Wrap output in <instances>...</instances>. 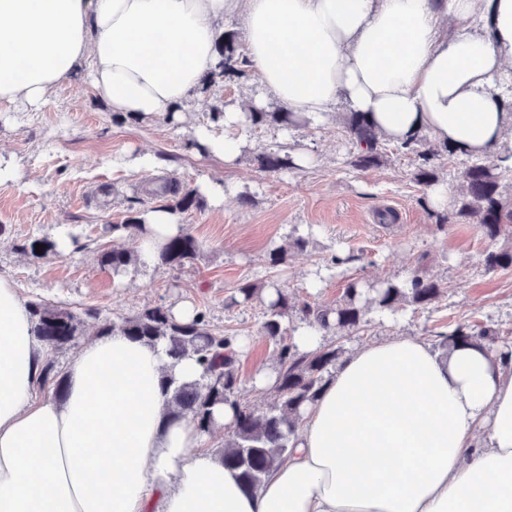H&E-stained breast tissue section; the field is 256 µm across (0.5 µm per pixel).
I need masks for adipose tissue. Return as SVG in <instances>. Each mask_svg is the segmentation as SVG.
<instances>
[{
	"label": "adipose tissue",
	"mask_w": 512,
	"mask_h": 512,
	"mask_svg": "<svg viewBox=\"0 0 512 512\" xmlns=\"http://www.w3.org/2000/svg\"><path fill=\"white\" fill-rule=\"evenodd\" d=\"M244 20L260 86L323 121L337 104L390 139L419 131L512 154L496 79L512 61V0H0V112H37L86 68L112 112L176 111ZM140 261L177 224L147 213ZM45 346L0 276V512H512V367L410 336L357 348L302 415L295 448L244 491L170 412L162 347L122 333L83 347L63 398H36Z\"/></svg>",
	"instance_id": "adipose-tissue-1"
}]
</instances>
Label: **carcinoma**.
<instances>
[{"mask_svg": "<svg viewBox=\"0 0 512 512\" xmlns=\"http://www.w3.org/2000/svg\"><path fill=\"white\" fill-rule=\"evenodd\" d=\"M237 50L235 34H224L218 44L220 62L204 74L203 89L208 90L224 82V78L239 74ZM245 116L246 124L253 128L267 125L286 130L309 122L304 115L282 110L269 112L253 108ZM344 129L353 148L347 159L349 166L367 169L386 160L389 139L365 114L346 113ZM397 151L415 156L413 179L426 189L440 181L439 158L457 153L455 148L432 142L420 132L397 143ZM255 160L263 172L276 173L296 167L294 156L280 145L260 151ZM508 177L512 178V165L506 163V159L474 157L461 173L465 192L454 203V217L476 225L485 238L492 242L507 238L506 244L484 254L483 266L487 272L512 269V192L503 194L504 179ZM144 193L153 204V211L185 213L201 208L197 191L168 177L149 179ZM145 214L146 211L139 210L120 224L105 226L104 232L116 237L139 238L150 232ZM37 243L44 246V257L61 254L60 242L47 238H27L19 249L33 256ZM199 250L197 240L182 230L165 239L157 263L181 269L195 260ZM100 261L115 274L125 273L140 263L136 251L115 248L103 252ZM442 290L438 281L414 271L404 279L350 280L335 304L319 306L294 301L288 294V287L277 282L239 284L236 288L239 299L266 300L262 329L276 347L272 390L278 394V399L265 409L251 407L237 398L239 374L232 346L238 339L212 332L202 313L190 321H182L168 308L154 306L118 322L104 321L95 335L120 331L147 345H161L172 366L183 359L194 360L201 368L200 378L194 382H180L172 373L165 374L166 384L171 389V413L176 418H190L199 432L205 434L216 426L215 409L231 408L235 420L228 427L224 448L217 455L224 467L238 474L244 490L255 491L288 458L293 448L292 436L303 411L317 401L343 355L342 346L334 344L322 345L314 351L300 350L292 337L296 325H287L285 321L294 315L299 323L317 326L325 333L353 331L367 322L370 313L385 316L406 307H426L439 299ZM29 309L36 336L50 351L71 343L82 332L84 322L65 308L34 302L29 304ZM461 344L483 347L505 366L512 363L511 345L495 331L478 329L468 323H459L452 330L439 334L436 347L446 356ZM48 385L53 386L55 396L64 395V376L49 359L41 368L38 383L41 389Z\"/></svg>", "mask_w": 512, "mask_h": 512, "instance_id": "obj_1", "label": "carcinoma"}]
</instances>
